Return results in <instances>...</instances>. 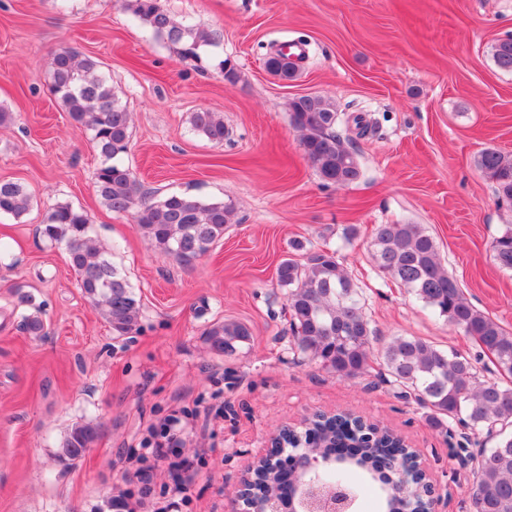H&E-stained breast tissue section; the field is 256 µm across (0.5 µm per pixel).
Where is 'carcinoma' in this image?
<instances>
[{
	"instance_id": "1",
	"label": "carcinoma",
	"mask_w": 512,
	"mask_h": 512,
	"mask_svg": "<svg viewBox=\"0 0 512 512\" xmlns=\"http://www.w3.org/2000/svg\"><path fill=\"white\" fill-rule=\"evenodd\" d=\"M121 4L155 36L181 46L185 57L199 60L202 47L221 40L216 30L177 21L160 0H121ZM492 57L499 69L512 72V35L494 44ZM51 91L99 152L101 162L93 179L105 207L118 214H133L138 227L159 249L186 265L224 238L232 217L231 207L224 202L187 193H172L155 201L143 196L131 169L119 159L129 148L130 113L112 93L110 80L97 61L81 58L66 47L58 49L52 62ZM288 110L299 133V147L321 181L341 186L356 182L359 162L355 151L345 146L336 132L335 105L322 96H301L288 102ZM190 124L207 140L224 142L227 131L219 113L193 112ZM476 165L494 184L498 198L511 203L512 155L487 148L478 154ZM29 201L22 184L0 182V214L19 217L28 210ZM89 228L86 211L59 204L40 225V234L65 250L82 294L101 310L112 330L119 336L129 335L140 327V299L107 252L94 243ZM372 247L380 271L493 356L501 375L498 380L480 375L472 360L418 337L394 339L380 353V361L387 372L384 381L404 398L415 396L430 411L434 428L446 431L451 424L460 423L474 434L495 437L494 445L481 450L477 458L475 493L480 496V512H512V332L468 301L442 264L434 238L422 225L379 224ZM493 257L499 268L512 270V226L496 238ZM277 283L286 289L296 352L317 360L341 378L369 372L374 330L359 288L336 251L310 250L303 263L283 260L277 269ZM203 336L215 353L232 355L251 332L243 323L216 321L204 329ZM98 436L99 425L94 421L74 425L62 442L60 457L69 462L81 459ZM280 437L281 445L290 448L297 438L311 437L322 455H341V463H333L321 473V482L341 484L356 492L358 470L368 468L369 483L387 496L388 507H400L397 477L389 465L410 459L413 451L391 431L340 413L314 418L300 432L283 429ZM252 487L257 495H280L288 493L289 482L259 466Z\"/></svg>"
}]
</instances>
